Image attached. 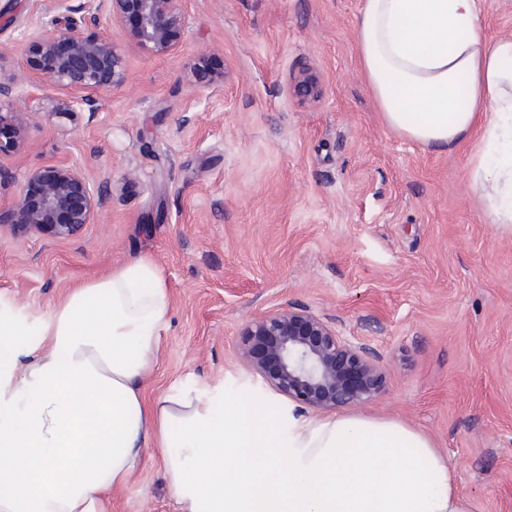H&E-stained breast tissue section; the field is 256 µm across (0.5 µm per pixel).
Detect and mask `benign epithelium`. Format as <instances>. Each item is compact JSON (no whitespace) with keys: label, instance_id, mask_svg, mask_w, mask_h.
<instances>
[{"label":"benign epithelium","instance_id":"7a95c632","mask_svg":"<svg viewBox=\"0 0 512 512\" xmlns=\"http://www.w3.org/2000/svg\"><path fill=\"white\" fill-rule=\"evenodd\" d=\"M51 6L62 27L30 32L25 70L18 78L0 79V185L14 179L1 160L17 158L25 146L22 113L14 107L18 82L58 93V116L74 120L86 112L91 120L101 93L130 82L124 53L108 32L117 29L145 53L166 57L178 52L188 25L185 0H52ZM288 93L319 100L318 72L307 67L293 74ZM108 185L77 165L32 170L22 190L0 206V224L12 225L19 235L74 237L105 208ZM237 356L277 393L315 411L372 404L383 393L376 359L307 310L281 309L247 321Z\"/></svg>","mask_w":512,"mask_h":512}]
</instances>
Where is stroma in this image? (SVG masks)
<instances>
[{
    "mask_svg": "<svg viewBox=\"0 0 512 512\" xmlns=\"http://www.w3.org/2000/svg\"><path fill=\"white\" fill-rule=\"evenodd\" d=\"M360 0H186L177 54L123 43L132 81L101 96L94 121L54 113L52 94L16 88L26 145L14 166L63 163L112 195L75 237L0 224V302L48 313L75 284L147 255L170 285L153 399L186 380L230 396L270 390L237 358L242 326L304 308L365 345L381 399L347 415L404 421L433 440L471 512H512V233L469 181L477 147L414 144L384 125L357 64ZM49 0H0V75L25 64V36L53 30ZM203 64L221 81L199 90ZM324 94L288 93L303 66ZM134 183H125L126 172ZM112 512H179L148 449Z\"/></svg>",
    "mask_w": 512,
    "mask_h": 512,
    "instance_id": "stroma-1",
    "label": "stroma"
}]
</instances>
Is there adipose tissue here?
Segmentation results:
<instances>
[{
  "mask_svg": "<svg viewBox=\"0 0 512 512\" xmlns=\"http://www.w3.org/2000/svg\"><path fill=\"white\" fill-rule=\"evenodd\" d=\"M356 49L388 128L441 150L478 136L471 184L511 230L512 37H488L480 0H360ZM170 306L141 256L49 314L0 311V512H112L147 448L182 512H471L401 421L255 405L221 381L146 401Z\"/></svg>",
  "mask_w": 512,
  "mask_h": 512,
  "instance_id": "1",
  "label": "adipose tissue"
}]
</instances>
